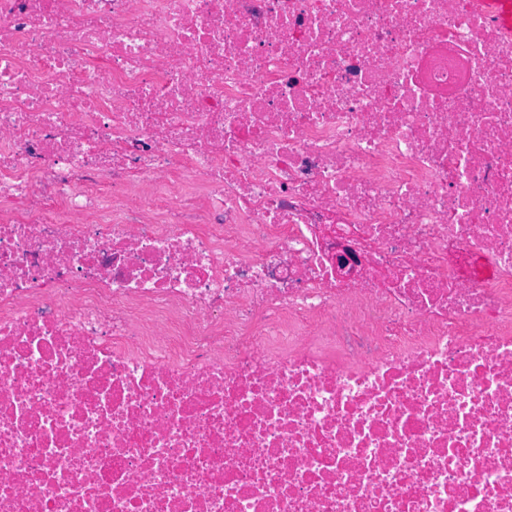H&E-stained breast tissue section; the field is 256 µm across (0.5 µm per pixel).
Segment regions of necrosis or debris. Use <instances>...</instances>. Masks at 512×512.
<instances>
[{"label":"necrosis or debris","mask_w":512,"mask_h":512,"mask_svg":"<svg viewBox=\"0 0 512 512\" xmlns=\"http://www.w3.org/2000/svg\"><path fill=\"white\" fill-rule=\"evenodd\" d=\"M0 512H512L484 0H0Z\"/></svg>","instance_id":"1"}]
</instances>
